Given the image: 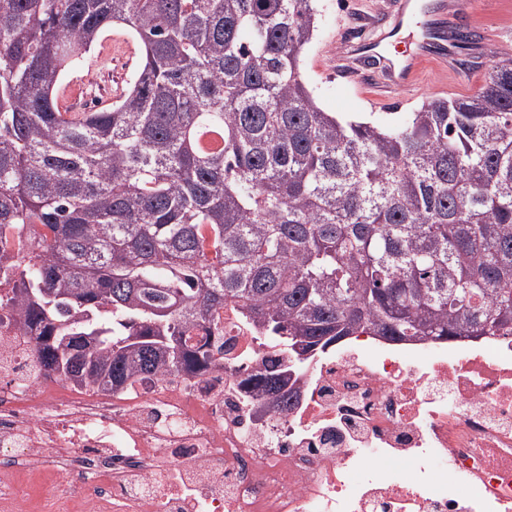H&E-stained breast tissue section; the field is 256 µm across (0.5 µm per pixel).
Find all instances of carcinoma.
Returning a JSON list of instances; mask_svg holds the SVG:
<instances>
[{"label": "carcinoma", "mask_w": 512, "mask_h": 512, "mask_svg": "<svg viewBox=\"0 0 512 512\" xmlns=\"http://www.w3.org/2000/svg\"><path fill=\"white\" fill-rule=\"evenodd\" d=\"M318 16V0H0V277L31 376L110 393L201 375L232 303L278 354L242 385L286 410L304 361L344 337L512 334V59L395 126L348 119L301 75ZM113 27L139 70L108 107L62 108Z\"/></svg>", "instance_id": "1"}]
</instances>
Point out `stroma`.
Returning a JSON list of instances; mask_svg holds the SVG:
<instances>
[{
    "label": "stroma",
    "mask_w": 512,
    "mask_h": 512,
    "mask_svg": "<svg viewBox=\"0 0 512 512\" xmlns=\"http://www.w3.org/2000/svg\"><path fill=\"white\" fill-rule=\"evenodd\" d=\"M389 0H323L314 40L301 54V70L319 105L328 112L366 117L383 124L399 120L402 113L418 109L435 97L455 98L475 94L484 83L486 63L463 64L458 74H443L436 62L423 63L417 88L409 92H385L374 84L355 85L336 74V55L345 40H359L372 23L380 21ZM474 25L512 42V0H485L474 10ZM91 59L99 71H111L114 85L132 77L140 51L124 29L111 28L94 46Z\"/></svg>",
    "instance_id": "35a3bbf8"
}]
</instances>
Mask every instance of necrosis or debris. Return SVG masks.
Wrapping results in <instances>:
<instances>
[{
	"instance_id": "obj_1",
	"label": "necrosis or debris",
	"mask_w": 512,
	"mask_h": 512,
	"mask_svg": "<svg viewBox=\"0 0 512 512\" xmlns=\"http://www.w3.org/2000/svg\"><path fill=\"white\" fill-rule=\"evenodd\" d=\"M0 282V512H512V336L379 343L311 364L287 414L244 371L274 350L220 311L201 376L50 397Z\"/></svg>"
}]
</instances>
